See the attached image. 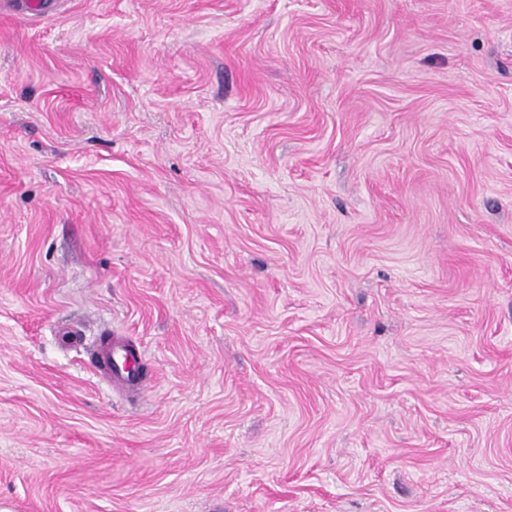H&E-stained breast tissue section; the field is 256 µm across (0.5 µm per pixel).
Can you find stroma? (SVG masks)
<instances>
[{"instance_id":"1","label":"stroma","mask_w":512,"mask_h":512,"mask_svg":"<svg viewBox=\"0 0 512 512\" xmlns=\"http://www.w3.org/2000/svg\"><path fill=\"white\" fill-rule=\"evenodd\" d=\"M0 512H512V0L1 5ZM138 363V354H133L125 340L118 336L99 344L95 352L96 372L112 389L126 391L139 388L142 378L135 369Z\"/></svg>"}]
</instances>
